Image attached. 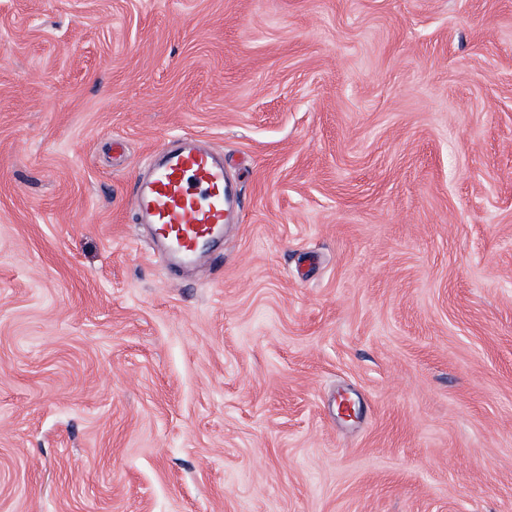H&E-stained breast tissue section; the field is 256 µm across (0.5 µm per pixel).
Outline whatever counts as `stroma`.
I'll list each match as a JSON object with an SVG mask.
<instances>
[{
  "label": "stroma",
  "mask_w": 512,
  "mask_h": 512,
  "mask_svg": "<svg viewBox=\"0 0 512 512\" xmlns=\"http://www.w3.org/2000/svg\"><path fill=\"white\" fill-rule=\"evenodd\" d=\"M0 512H512V0H0ZM135 221L149 224L159 253L194 265L237 224L241 200L224 160L206 143L171 138L155 151L149 172L134 184Z\"/></svg>",
  "instance_id": "1"
}]
</instances>
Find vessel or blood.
<instances>
[{"label":"vessel or blood","instance_id":"b4317fda","mask_svg":"<svg viewBox=\"0 0 512 512\" xmlns=\"http://www.w3.org/2000/svg\"><path fill=\"white\" fill-rule=\"evenodd\" d=\"M135 220L150 225L159 253L194 265L236 223L241 200L227 180L224 160L206 143L163 142L149 172L134 184Z\"/></svg>","mask_w":512,"mask_h":512}]
</instances>
